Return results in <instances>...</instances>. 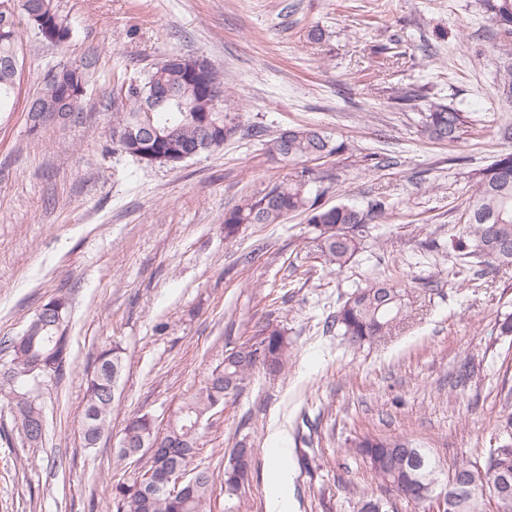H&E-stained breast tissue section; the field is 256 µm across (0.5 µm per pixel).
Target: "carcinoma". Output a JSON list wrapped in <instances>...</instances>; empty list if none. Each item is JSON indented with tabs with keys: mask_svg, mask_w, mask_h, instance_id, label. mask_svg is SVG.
Wrapping results in <instances>:
<instances>
[{
	"mask_svg": "<svg viewBox=\"0 0 512 512\" xmlns=\"http://www.w3.org/2000/svg\"><path fill=\"white\" fill-rule=\"evenodd\" d=\"M493 23L489 39L496 46L512 42V0H483ZM34 9L42 18L50 43L64 46L72 39V29L59 12L54 0H0V112L11 104L18 72L16 46L19 30L16 10L29 15ZM172 56L155 64L143 76L121 83L118 102L112 104L111 133L114 149L134 164H149L147 155H158L167 147L164 136L171 134L184 145L194 146L209 137L200 152H212L242 131L241 113L228 104L224 81L217 68L208 72V82L220 90V97L189 79L190 58L170 62ZM92 59L59 69L47 76L44 87L31 103L59 105L71 112L81 111V101L94 74ZM497 83L502 94L512 102V63L497 70ZM478 119L473 112L445 106L437 102L420 113L421 132L440 143H455L473 128ZM153 128L157 138L149 142L143 136L144 126ZM257 137H267L266 151L289 162L325 159L347 149L343 142L334 143L325 132L313 125L293 129L288 144L279 134L266 136L261 127L249 129ZM324 177L306 169L289 183L275 184L259 196L224 212V237L237 235L244 224H280L289 215L304 216L314 233L315 258L338 272L346 268L361 250L367 224L389 209L387 197L379 196L362 210L349 204L324 207L319 204L318 184ZM463 219V230L452 247L457 252L456 274L464 275L478 264L512 265V151L501 152L487 167L477 172L470 194L455 206ZM407 317L405 291L387 279L373 280L355 290L336 310L327 330L337 329L354 346L373 344L392 334ZM67 302L57 298L44 304L23 333L8 343L11 359L3 372L9 386L8 405L18 416L23 440L34 448L42 443L37 430L42 410L36 390L45 379L63 373L70 354ZM290 357L288 337L277 324H267L256 336L231 349L223 360L205 376L201 388L184 399L178 412L162 431L153 418L139 413L127 419L120 440L137 446L158 438L168 442L158 454L141 453L135 458L141 472L125 481L112 484L114 512H210V493L214 472L195 467L196 481L181 497L163 491L145 496L136 489L138 481L176 466L193 464L199 441L198 420L205 419L224 398L238 393L251 375L261 369L270 376L281 374ZM124 370L123 348L117 342L102 349L94 370L87 379L81 422L84 446L93 448L109 430L116 398L112 385L120 382ZM497 444L485 449L483 460L466 458L455 461L451 469L466 475L462 489L441 481L442 469L426 448L407 437H363L351 443L350 450L366 459L380 486L386 483L419 487L420 494L408 500L422 505L435 491L444 494L449 512H487L494 503L495 512H512V494L498 495L496 467L508 463L512 468V413L499 417L495 425ZM253 467V449L240 441L224 467V486L232 498L249 483ZM358 512H388L386 503L367 491L359 492Z\"/></svg>",
	"mask_w": 512,
	"mask_h": 512,
	"instance_id": "carcinoma-1",
	"label": "carcinoma"
}]
</instances>
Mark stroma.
I'll use <instances>...</instances> for the list:
<instances>
[{
  "instance_id": "stroma-1",
  "label": "stroma",
  "mask_w": 512,
  "mask_h": 512,
  "mask_svg": "<svg viewBox=\"0 0 512 512\" xmlns=\"http://www.w3.org/2000/svg\"><path fill=\"white\" fill-rule=\"evenodd\" d=\"M55 3L72 41L40 42L20 21L14 106L0 112V366L5 340L61 296L70 358L39 390L41 447L23 445L0 399V512H113L110 488L134 468L114 450L126 419L148 412L165 428L207 369L269 321L284 327L291 361L275 377L255 372L213 411L195 458L217 477L211 512H270L275 448L288 451L292 512H357L359 491L378 492L348 451L365 435L410 437L444 468L478 459L512 390V336L497 330L512 313V266L463 279L448 251L461 231L457 200L512 149L496 135L512 121L496 84L512 45L478 55L491 27L481 0ZM173 53L221 69L245 124H313L346 151L304 167L243 134L175 168L133 166L109 135L116 83ZM89 57L82 121L31 131L27 104L46 75ZM401 91L413 99L397 101ZM433 101L483 122L458 143L431 142L418 119ZM305 168L328 175L324 206L363 209L381 195L391 204L343 271L312 264L300 215L224 236L225 210ZM376 278L409 290V318L380 342L351 346L325 323ZM115 341L126 357L117 409L87 448L86 375ZM244 438L253 473L230 499L221 476Z\"/></svg>"
}]
</instances>
